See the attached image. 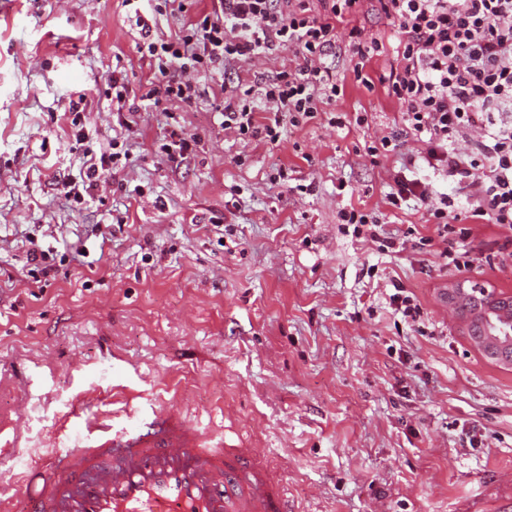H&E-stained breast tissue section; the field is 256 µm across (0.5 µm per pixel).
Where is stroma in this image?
I'll return each instance as SVG.
<instances>
[{"mask_svg":"<svg viewBox=\"0 0 512 512\" xmlns=\"http://www.w3.org/2000/svg\"><path fill=\"white\" fill-rule=\"evenodd\" d=\"M208 5L170 0L154 38ZM139 35L122 0H0V439L15 445L0 497L72 441L64 417L94 391L99 417L169 408L225 447L260 449L295 512H512V367L442 300L453 282L512 296V261L493 225L465 219L444 237L419 205L388 204L406 148L365 145L400 132L401 114L356 82L347 26L328 58L343 95L276 144L224 131L216 107L223 86L282 71L294 50L154 108ZM75 92L92 102L77 119ZM175 129L194 139L178 164L163 150ZM113 144L122 156L94 199L65 201L57 182ZM350 205L389 246L342 224ZM32 239L56 267L41 287ZM448 243L467 269L443 266ZM397 284L419 322L395 312Z\"/></svg>","mask_w":512,"mask_h":512,"instance_id":"stroma-1","label":"stroma"}]
</instances>
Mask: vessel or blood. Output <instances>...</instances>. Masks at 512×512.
Wrapping results in <instances>:
<instances>
[{
  "label": "vessel or blood",
  "instance_id": "vessel-or-blood-1",
  "mask_svg": "<svg viewBox=\"0 0 512 512\" xmlns=\"http://www.w3.org/2000/svg\"><path fill=\"white\" fill-rule=\"evenodd\" d=\"M92 410L85 400L68 415L86 443L46 456L0 512H289L258 449L204 443L166 411L111 427Z\"/></svg>",
  "mask_w": 512,
  "mask_h": 512
}]
</instances>
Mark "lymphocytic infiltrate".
<instances>
[{
	"label": "lymphocytic infiltrate",
	"mask_w": 512,
	"mask_h": 512,
	"mask_svg": "<svg viewBox=\"0 0 512 512\" xmlns=\"http://www.w3.org/2000/svg\"><path fill=\"white\" fill-rule=\"evenodd\" d=\"M365 0H212V9L174 37L143 35L137 45L156 85L145 99L190 102L194 80L229 62H249L289 48L294 67L253 87L225 90L219 105L223 128L277 143L285 121L311 118L336 99L328 63L336 26L349 24L355 79L366 89L382 84L400 106L407 152L387 200L393 208L418 201L439 227L468 218L496 226L512 244V0H377L394 27L396 59L388 73L372 77L369 62L386 47L363 39L354 18ZM468 141V150L456 147ZM431 178L418 176L419 168ZM109 160L99 157L77 176L58 183L67 199L94 196ZM455 183L459 194L439 191Z\"/></svg>",
	"instance_id": "1"
}]
</instances>
